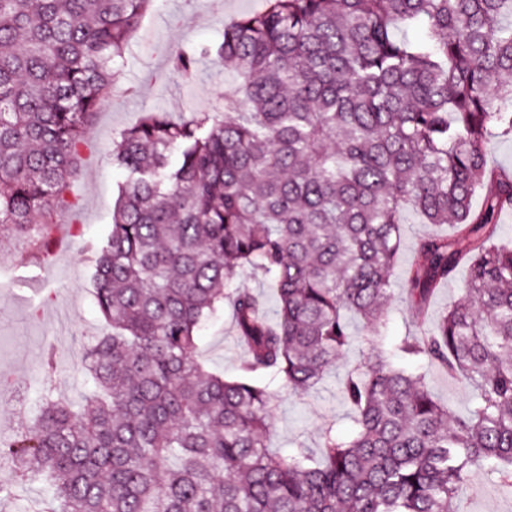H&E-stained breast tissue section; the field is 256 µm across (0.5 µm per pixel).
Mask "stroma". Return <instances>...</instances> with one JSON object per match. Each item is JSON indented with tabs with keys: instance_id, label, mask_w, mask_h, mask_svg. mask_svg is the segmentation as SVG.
<instances>
[{
	"instance_id": "stroma-1",
	"label": "stroma",
	"mask_w": 512,
	"mask_h": 512,
	"mask_svg": "<svg viewBox=\"0 0 512 512\" xmlns=\"http://www.w3.org/2000/svg\"><path fill=\"white\" fill-rule=\"evenodd\" d=\"M263 5L264 0H155L121 67L123 90L100 107L71 178L79 209L73 215L59 214L55 255L47 263L9 258L0 264V377L35 388L41 378L43 350L50 344L56 349L59 367L53 383L56 396L78 402L87 393L74 372L87 347L111 331L95 305L93 275L96 250L111 229L118 187L125 178L100 148L135 125L144 110L180 118L223 102L234 76L207 59L201 60V75L193 82L156 81V74L168 68L163 48L214 40L225 23ZM409 309L402 283L393 280L389 312L378 336L381 346L392 347L417 333ZM350 330L351 347L314 389L303 396L282 391L272 400L274 429L268 440L272 449L288 454L303 446L315 454L326 429H333L340 438L351 434L353 412L342 396L341 382L370 345L360 320L351 319ZM197 354L211 371L228 379L237 376L242 353L229 309H221L199 331ZM427 382L435 399L452 414L466 413L472 394L445 369L431 367ZM460 512H512V488L485 475H473L460 491Z\"/></svg>"
}]
</instances>
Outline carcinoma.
<instances>
[{
    "mask_svg": "<svg viewBox=\"0 0 512 512\" xmlns=\"http://www.w3.org/2000/svg\"><path fill=\"white\" fill-rule=\"evenodd\" d=\"M153 0H0V241L48 262L54 214L92 119ZM163 82L200 58L238 79L224 106L173 120L147 111L106 154L127 171L96 256L112 333L85 356L95 392L52 396L44 350L38 415L0 457L39 482L45 512H457L471 474L512 484V248L498 246L512 172L488 167V132L512 139V0H266L219 38L167 48ZM480 208L473 198L487 184ZM449 224L403 276L425 320L468 268L467 301L351 369L354 430L319 458L267 443L265 374L305 393L391 298L402 212ZM275 289L238 287L244 270ZM229 306L244 358L226 379L196 357L198 330ZM474 393L451 419L425 368Z\"/></svg>",
    "mask_w": 512,
    "mask_h": 512,
    "instance_id": "obj_1",
    "label": "carcinoma"
}]
</instances>
